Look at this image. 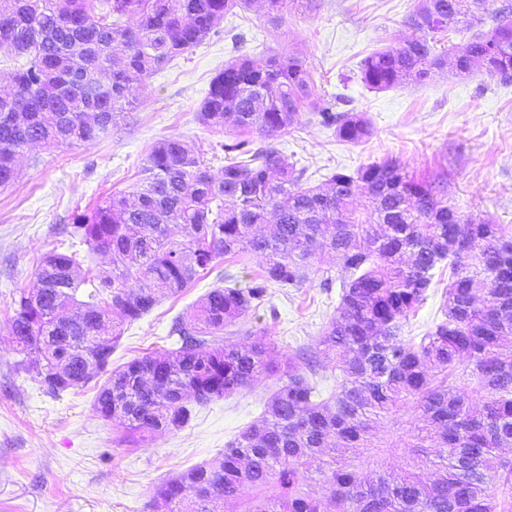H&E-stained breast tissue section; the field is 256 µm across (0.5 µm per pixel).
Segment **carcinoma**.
<instances>
[{"label": "carcinoma", "instance_id": "obj_1", "mask_svg": "<svg viewBox=\"0 0 512 512\" xmlns=\"http://www.w3.org/2000/svg\"><path fill=\"white\" fill-rule=\"evenodd\" d=\"M249 3L0 0V53L23 60L0 82V186L32 145L107 137L133 110V88ZM404 24L418 36L360 62L367 89L424 84L450 56L459 76L482 67L512 82L511 3L419 0ZM459 25L481 31L442 47L441 36ZM317 101L313 74L295 53H245L224 65L200 108L204 125L235 133L220 144L221 175L195 145L163 138L131 188L76 213L70 246L109 255L111 269L83 275L78 251L46 254L13 300L18 352L35 355L21 369L51 395L85 387L112 365L124 326L220 259L252 253L263 260L257 276L210 289L190 322L173 324L177 348L107 371L95 396L101 418L144 439L185 428L197 406L276 379L260 424L156 488L168 512L232 504L236 512H512V459L499 454L512 447V360L500 353L512 342V233L461 214L438 184L395 160L335 172L324 188L303 186L305 170L283 161L276 140ZM319 116L345 142L370 135L360 113ZM254 133L268 142L256 145ZM271 216L276 231L259 234ZM454 239L468 248L451 249ZM325 252L341 258L344 276L336 314L313 343L280 357L262 332L243 345L211 341L259 309L273 287L301 288L318 272L332 287L318 266ZM444 263V319L408 339L403 327ZM322 356L340 371L327 396L314 384ZM403 408L417 417L403 443L411 454L398 466L376 462L377 481L364 479L361 450L372 447L379 421ZM435 444L445 453L432 456ZM313 481L326 483L328 495L313 496Z\"/></svg>", "mask_w": 512, "mask_h": 512}]
</instances>
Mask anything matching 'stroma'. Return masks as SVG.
I'll use <instances>...</instances> for the list:
<instances>
[{
  "label": "stroma",
  "mask_w": 512,
  "mask_h": 512,
  "mask_svg": "<svg viewBox=\"0 0 512 512\" xmlns=\"http://www.w3.org/2000/svg\"><path fill=\"white\" fill-rule=\"evenodd\" d=\"M416 4L312 0L289 5L274 28L265 21L263 0H252L225 16L201 45L148 77L134 109L108 137L24 152L13 182L0 187V512H167L156 487L216 456L263 416L275 387L271 378L196 408L183 430L122 442L121 431L93 409L96 383L52 396L20 369L10 325L14 297L29 287L44 255L67 241L75 213L132 186L156 141L200 145L212 173H221L225 136L198 116L211 79L236 55L233 34L246 33L243 49L250 53H299L314 73L320 106L363 113L371 124L369 139L355 145L323 126L317 113L303 112L278 147L286 163L305 168V184L395 159L409 173L439 182L462 214L512 228V83L480 69L465 77L447 69L424 85L372 92L358 78L368 54L413 37L403 20ZM260 264L254 255L218 262L180 295L161 298L126 327L113 366L173 348L174 320H191L197 300L223 285L225 274L243 285ZM320 281L314 275L300 288L270 289L266 307L227 328L224 341L244 342L262 330L284 356L310 344L340 294L336 287L323 291Z\"/></svg>",
  "instance_id": "35a3bbf8"
}]
</instances>
